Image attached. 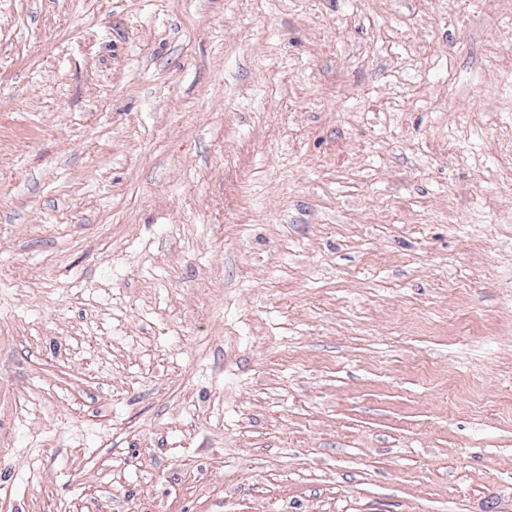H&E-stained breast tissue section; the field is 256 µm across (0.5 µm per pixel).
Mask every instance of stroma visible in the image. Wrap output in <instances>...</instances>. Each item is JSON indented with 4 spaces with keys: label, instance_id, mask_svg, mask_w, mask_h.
<instances>
[{
    "label": "stroma",
    "instance_id": "1",
    "mask_svg": "<svg viewBox=\"0 0 512 512\" xmlns=\"http://www.w3.org/2000/svg\"><path fill=\"white\" fill-rule=\"evenodd\" d=\"M0 512H512V0H0Z\"/></svg>",
    "mask_w": 512,
    "mask_h": 512
}]
</instances>
